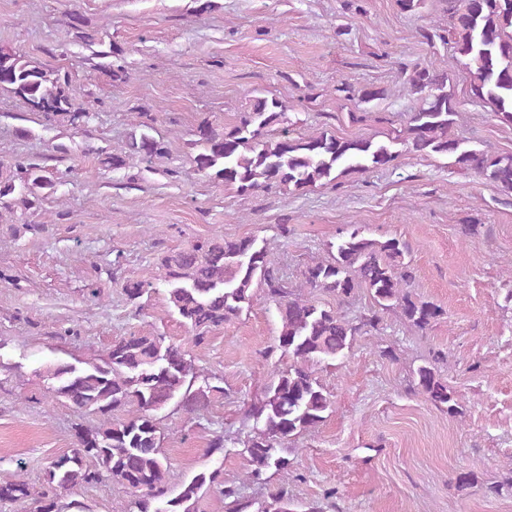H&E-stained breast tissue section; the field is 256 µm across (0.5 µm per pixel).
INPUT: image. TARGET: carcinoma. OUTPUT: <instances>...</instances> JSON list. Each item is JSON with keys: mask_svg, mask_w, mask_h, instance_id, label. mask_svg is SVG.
<instances>
[{"mask_svg": "<svg viewBox=\"0 0 512 512\" xmlns=\"http://www.w3.org/2000/svg\"><path fill=\"white\" fill-rule=\"evenodd\" d=\"M448 12L452 60L469 77L471 98L490 109L499 122L512 125V0H443ZM115 81L128 78L122 49L98 51ZM419 104L406 127L395 136L374 140L337 137L325 131L294 137L286 123L288 106L277 97L256 96L250 110L230 126L201 122L191 140V162L197 174L231 186L243 195L273 188L303 191L352 175L394 165L397 145L406 142L423 155L453 160L506 191H512V154L472 147L454 131L458 100L448 88V68L415 66L407 76ZM0 89L22 97L48 120L74 127L90 124L97 113L73 105L74 88L67 73L48 70L37 61L0 47ZM154 117L145 115L144 131L131 137L128 151H98L100 164L110 170L151 166L168 154L164 142L147 133ZM47 166L18 160L0 170V212H25L55 190ZM335 254L314 260L303 271L304 287L343 302L360 288L372 307L348 318L293 289L269 258L266 239L256 236L200 239L160 258L162 284L173 312L199 347L208 334L238 318L250 307L253 290H265L276 305L278 335L271 352L279 351L288 365L262 390L247 409L256 425L242 441L248 477L260 481L268 472L288 470V441L324 421L332 410L330 394L312 367L334 361L351 349L357 337L379 329L381 314L393 311L409 325L425 330L443 315L441 306L409 290L412 272L404 263L408 246L396 238L380 241L355 228L329 246ZM136 302L153 290V283L129 279L122 285ZM437 355L413 370L414 388L450 416L460 414L457 394L438 372ZM49 396L69 405L78 417L93 415L96 424L77 423L75 448L53 459L42 491L24 480L0 484V503L24 505L35 512H88L84 504H63L61 489L110 480L131 498V512H197L207 490L224 496L225 512H249L252 501L235 486L224 485L221 466L206 468L177 490L169 486L168 457L162 451L164 432L158 413L174 404L188 414L205 409L210 397L224 388L199 377L186 347L154 332H138L114 340L93 357L51 362L36 370ZM257 512H295L287 489L268 495Z\"/></svg>", "mask_w": 512, "mask_h": 512, "instance_id": "cac0c4a2", "label": "carcinoma"}]
</instances>
